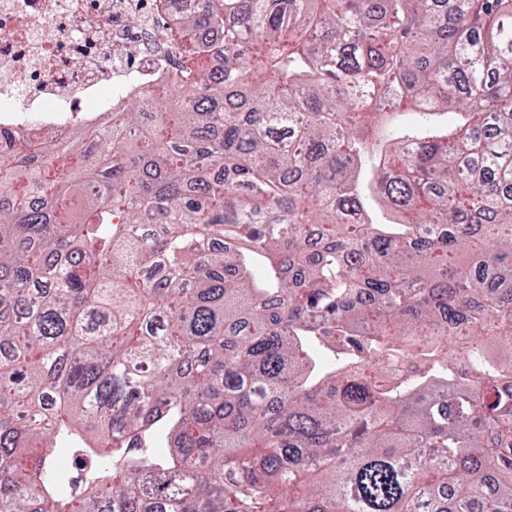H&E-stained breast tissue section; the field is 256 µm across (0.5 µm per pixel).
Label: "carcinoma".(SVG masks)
<instances>
[{
	"mask_svg": "<svg viewBox=\"0 0 512 512\" xmlns=\"http://www.w3.org/2000/svg\"><path fill=\"white\" fill-rule=\"evenodd\" d=\"M205 25L177 112L0 152V512H512V0Z\"/></svg>",
	"mask_w": 512,
	"mask_h": 512,
	"instance_id": "carcinoma-1",
	"label": "carcinoma"
}]
</instances>
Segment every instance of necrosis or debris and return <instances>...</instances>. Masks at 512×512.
<instances>
[{"mask_svg": "<svg viewBox=\"0 0 512 512\" xmlns=\"http://www.w3.org/2000/svg\"><path fill=\"white\" fill-rule=\"evenodd\" d=\"M186 0H0V129L50 150L131 98L196 86L182 65Z\"/></svg>", "mask_w": 512, "mask_h": 512, "instance_id": "necrosis-or-debris-1", "label": "necrosis or debris"}]
</instances>
